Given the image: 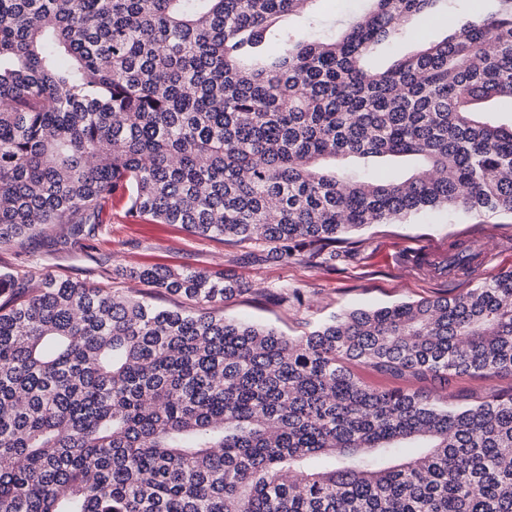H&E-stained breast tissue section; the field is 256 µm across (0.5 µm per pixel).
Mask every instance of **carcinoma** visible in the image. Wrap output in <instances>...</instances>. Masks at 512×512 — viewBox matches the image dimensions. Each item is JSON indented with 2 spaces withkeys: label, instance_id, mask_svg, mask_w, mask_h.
Returning a JSON list of instances; mask_svg holds the SVG:
<instances>
[{
  "label": "carcinoma",
  "instance_id": "carcinoma-1",
  "mask_svg": "<svg viewBox=\"0 0 512 512\" xmlns=\"http://www.w3.org/2000/svg\"><path fill=\"white\" fill-rule=\"evenodd\" d=\"M314 2L0 0V248L80 246L113 209L336 272L364 226L512 213V125L485 112L512 103V0L458 22L454 0H366L324 39ZM30 277L0 268V512H512V393L451 406L354 372L512 375V270L295 337L225 318L249 289L224 274Z\"/></svg>",
  "mask_w": 512,
  "mask_h": 512
}]
</instances>
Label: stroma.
I'll return each mask as SVG.
<instances>
[{
  "label": "stroma",
  "instance_id": "1",
  "mask_svg": "<svg viewBox=\"0 0 512 512\" xmlns=\"http://www.w3.org/2000/svg\"><path fill=\"white\" fill-rule=\"evenodd\" d=\"M355 237L364 243L363 259L341 273L304 262L253 266L228 262L222 245L191 236L179 227L137 224L117 212L85 250L37 239L22 253L0 249V266L22 264L38 276L51 273L90 281L95 280L98 263L105 258L127 266L165 264L209 273L225 271L249 288L247 294L225 304V317L268 325L288 336L302 335L348 310L434 298L512 270L510 214L425 213L400 223L371 225ZM472 238L480 241L487 257L469 276L431 280L400 260L406 251L442 257L454 241ZM281 287L297 291L300 302L278 305L263 299V291ZM446 392L450 404L465 406L512 392V376L455 377Z\"/></svg>",
  "mask_w": 512,
  "mask_h": 512
}]
</instances>
